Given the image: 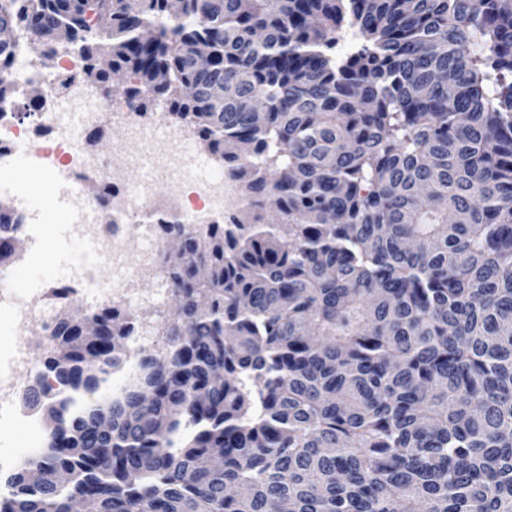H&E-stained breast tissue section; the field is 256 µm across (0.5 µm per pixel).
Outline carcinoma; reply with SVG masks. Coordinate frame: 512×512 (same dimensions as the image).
<instances>
[{"mask_svg":"<svg viewBox=\"0 0 512 512\" xmlns=\"http://www.w3.org/2000/svg\"><path fill=\"white\" fill-rule=\"evenodd\" d=\"M0 26V95L22 32L125 72L253 209L162 222L179 306L120 393L85 399L123 314L60 317L0 512H512V0H0ZM19 237L0 205V255Z\"/></svg>","mask_w":512,"mask_h":512,"instance_id":"obj_1","label":"carcinoma"}]
</instances>
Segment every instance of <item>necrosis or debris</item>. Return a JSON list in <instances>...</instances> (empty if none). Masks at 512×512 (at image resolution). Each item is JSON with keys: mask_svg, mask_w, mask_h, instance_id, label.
Here are the masks:
<instances>
[{"mask_svg": "<svg viewBox=\"0 0 512 512\" xmlns=\"http://www.w3.org/2000/svg\"><path fill=\"white\" fill-rule=\"evenodd\" d=\"M14 81L10 95L0 98V181H12L19 166L42 171L46 177V192L66 187L70 193V209L86 214L87 220L77 233L89 244L88 252L73 261L70 279L53 281L50 289L36 292L25 307L7 311L17 335L27 336L40 329L51 333L55 318L68 300L73 284L93 282L98 265L112 268V285L97 292L103 305L123 308L130 312L144 303L163 304L167 291L163 288L144 293L133 287L137 274L155 271L159 218L171 216L185 224H217L228 212L231 195H242L240 182L222 169H212L209 176H192L194 156L191 139L183 125L166 113L145 118L131 112L126 103H113L109 112H88L78 128L69 127L59 103L75 95L92 96L91 88L73 82L58 88L59 75L74 74L84 66L83 59L64 49L55 52L56 71L45 73L36 63V50L26 35H19L13 48ZM41 83L45 100L34 122L21 119L18 107L31 83ZM127 127L131 136L112 153L111 164L85 149L83 142L89 132L97 130L101 121ZM182 149L173 152V141ZM155 158L178 169L161 193L175 201L174 209L155 204L159 191L146 181L131 184L130 172L140 168L143 159ZM109 168L106 187L112 195L111 215H102L85 196L82 181L88 174ZM138 239L141 247L130 254L128 239ZM30 345L0 344V439L8 438L19 424L36 427L37 419L21 413L16 404L28 377L33 371Z\"/></svg>", "mask_w": 512, "mask_h": 512, "instance_id": "obj_1", "label": "necrosis or debris"}]
</instances>
